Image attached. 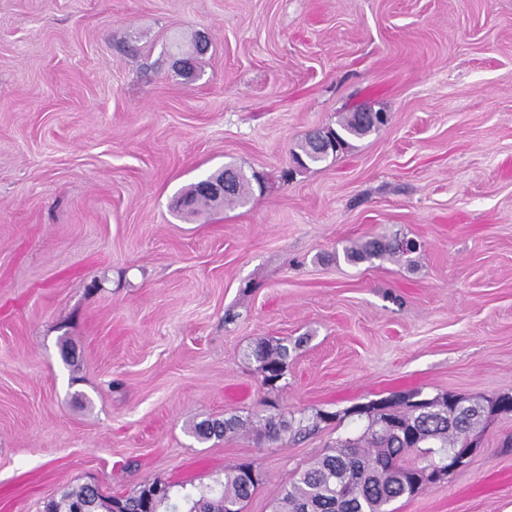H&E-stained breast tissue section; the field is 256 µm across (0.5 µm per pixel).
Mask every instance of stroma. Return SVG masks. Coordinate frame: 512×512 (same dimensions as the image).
<instances>
[{
    "label": "stroma",
    "mask_w": 512,
    "mask_h": 512,
    "mask_svg": "<svg viewBox=\"0 0 512 512\" xmlns=\"http://www.w3.org/2000/svg\"><path fill=\"white\" fill-rule=\"evenodd\" d=\"M360 105L386 125L295 168ZM227 162L250 203L180 217ZM381 235L419 250L345 261ZM299 336L267 393L246 352ZM411 389L512 390V0H0V512L244 462L275 512L347 409ZM249 412L334 419L191 433ZM395 508L512 512V414ZM253 421L247 416L245 419L238 415L228 418L207 419L193 425L192 431L200 441H208L211 439H222L228 433L238 432L252 426ZM304 419L296 420L292 415L290 417L279 414L262 418L256 425V433L258 438L269 442H281L288 438V434H301L304 427Z\"/></svg>",
    "instance_id": "1"
}]
</instances>
